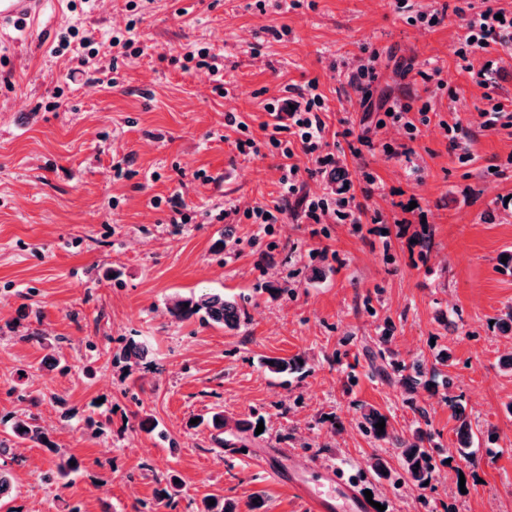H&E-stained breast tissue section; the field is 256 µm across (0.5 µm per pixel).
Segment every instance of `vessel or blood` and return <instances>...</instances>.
Returning <instances> with one entry per match:
<instances>
[{"label": "vessel or blood", "instance_id": "1", "mask_svg": "<svg viewBox=\"0 0 512 512\" xmlns=\"http://www.w3.org/2000/svg\"><path fill=\"white\" fill-rule=\"evenodd\" d=\"M46 0H0V29L13 26L34 29L40 25ZM259 468L288 487L307 505L309 512H374L355 485L334 470L317 471L301 461L294 450L267 448L253 458Z\"/></svg>", "mask_w": 512, "mask_h": 512}]
</instances>
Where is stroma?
<instances>
[{"label": "stroma", "mask_w": 512, "mask_h": 512, "mask_svg": "<svg viewBox=\"0 0 512 512\" xmlns=\"http://www.w3.org/2000/svg\"><path fill=\"white\" fill-rule=\"evenodd\" d=\"M248 2L137 0L144 52L114 72L110 39L130 17L128 0L83 11L50 0L41 32L0 40V439L11 443L0 468L14 478L0 512H198L208 497L237 512H305L251 460L276 446L342 469L385 512H512V372L502 363L512 334L497 325L512 305V272L499 265L512 250L502 207L512 199V128L487 127L483 115L492 101H512V47L478 51L462 69L463 21L417 20L454 0L404 9L315 0L291 11ZM71 26L96 43L88 64L78 45L55 51ZM272 27L288 33L274 39ZM194 45L216 55L226 95L209 74L169 64ZM369 49L377 79L366 110L349 75ZM435 68L438 81L421 79ZM313 79L329 132L349 122L373 140L360 159L347 145L335 150L359 221L312 224L292 202L282 223H251L245 209L279 198L283 159L239 154L241 133L224 115L264 139L265 104ZM404 95L430 102V121L411 153L392 155L386 144L406 133L379 121ZM455 123L452 138L445 128ZM174 195L188 223H172ZM230 206L239 216L216 221ZM425 227L423 261L411 238ZM315 266L324 275L308 280ZM209 292L244 297L239 329L167 310L172 298ZM387 318L398 360L431 368L438 350L452 355L450 393H418L444 460L425 488L396 483L397 450L357 427L368 407L401 433L420 425L396 381L372 371ZM131 338L149 351L127 369L112 357ZM296 355L305 371L286 380L260 365ZM215 411L231 426L262 417L264 430L224 446L204 422ZM459 414L493 433L470 463L457 452ZM147 416L151 434L138 427ZM18 418L34 419L48 444L11 442ZM373 456L390 478L369 470ZM71 457L80 470L46 482ZM170 486L172 509L158 503Z\"/></svg>", "instance_id": "35a3bbf8"}]
</instances>
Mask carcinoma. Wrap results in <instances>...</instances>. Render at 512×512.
<instances>
[{
    "instance_id": "cac0c4a2",
    "label": "carcinoma",
    "mask_w": 512,
    "mask_h": 512,
    "mask_svg": "<svg viewBox=\"0 0 512 512\" xmlns=\"http://www.w3.org/2000/svg\"><path fill=\"white\" fill-rule=\"evenodd\" d=\"M169 313L178 318H190L194 315L201 316L206 322H212L224 326L229 330L240 327L242 321L247 318V312L243 303L234 297L217 293H205L198 298L174 299L169 306ZM148 348L145 344L131 340L127 342L119 354V360L128 363L132 360L146 359ZM301 357L273 358L265 362L267 370L275 375H298L304 371L305 365L299 363ZM398 379L405 392L410 396V409L422 419H427L426 407L419 404L416 394L419 389H426L440 373L437 368L427 372L418 363L401 365L397 368ZM386 419L375 409H370L362 414L359 422L360 429L377 441H382L393 448L401 450L405 472L408 479L417 486L425 487V482L434 479V465L428 445L431 437L421 429L416 430L415 435L406 439L397 433L390 424H385L384 430L375 428V425ZM14 434L20 440L39 442L43 440L38 426L26 421L17 420L14 424Z\"/></svg>"
}]
</instances>
